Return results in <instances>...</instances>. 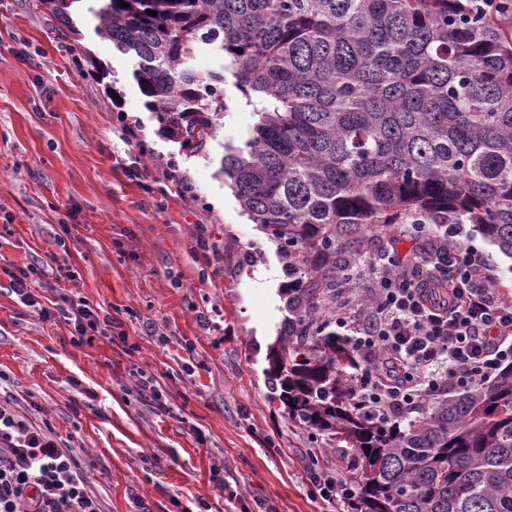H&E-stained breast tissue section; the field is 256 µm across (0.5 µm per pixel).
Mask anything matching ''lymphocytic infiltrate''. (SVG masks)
<instances>
[{"label": "lymphocytic infiltrate", "mask_w": 512, "mask_h": 512, "mask_svg": "<svg viewBox=\"0 0 512 512\" xmlns=\"http://www.w3.org/2000/svg\"><path fill=\"white\" fill-rule=\"evenodd\" d=\"M417 248L389 250L364 265L337 269L346 288L320 323L350 348L355 365L346 382L350 402L377 421L422 414L451 391L485 386L512 363V294L502 291L490 260L469 244L462 224H411ZM445 253L427 255L430 237ZM31 265L12 275L9 289L45 320L60 316L80 340L112 324L83 299L57 293L42 304ZM0 512H102L87 490L77 459L52 427H35L0 398Z\"/></svg>", "instance_id": "obj_1"}]
</instances>
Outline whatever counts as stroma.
<instances>
[{
    "label": "stroma",
    "mask_w": 512,
    "mask_h": 512,
    "mask_svg": "<svg viewBox=\"0 0 512 512\" xmlns=\"http://www.w3.org/2000/svg\"><path fill=\"white\" fill-rule=\"evenodd\" d=\"M75 20L110 75L76 64L37 0H0V394L61 436L103 512H135L137 496L151 512H189L200 494L211 512H255L261 502L347 512L316 499L309 482L310 468L344 467L333 441L292 421L268 385L269 353L287 328L286 278L279 244L216 176L226 147L256 122L227 59L204 48L186 62L223 74L226 104L215 139L189 153L145 109L137 57L99 38L87 10ZM128 125L130 145L120 138ZM172 165L192 196L171 191ZM49 253L58 263L42 282L110 315L111 333L79 342L63 318L41 319L9 292L12 272ZM203 309L207 330L196 321ZM142 376L161 386L164 409L140 398Z\"/></svg>",
    "instance_id": "obj_1"
}]
</instances>
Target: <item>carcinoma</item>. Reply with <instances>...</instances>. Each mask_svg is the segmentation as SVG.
I'll use <instances>...</instances> for the list:
<instances>
[{"label":"carcinoma","instance_id":"obj_1","mask_svg":"<svg viewBox=\"0 0 512 512\" xmlns=\"http://www.w3.org/2000/svg\"><path fill=\"white\" fill-rule=\"evenodd\" d=\"M37 2L78 41L82 0ZM88 12L139 59L144 105L184 150L204 151L225 109L224 76L184 67L200 44L225 55L258 116L219 174L301 278L269 384L294 420L345 444L348 512H512V366L384 424L344 396L351 355L316 332L336 268L396 224H473L512 259V0H98Z\"/></svg>","mask_w":512,"mask_h":512}]
</instances>
